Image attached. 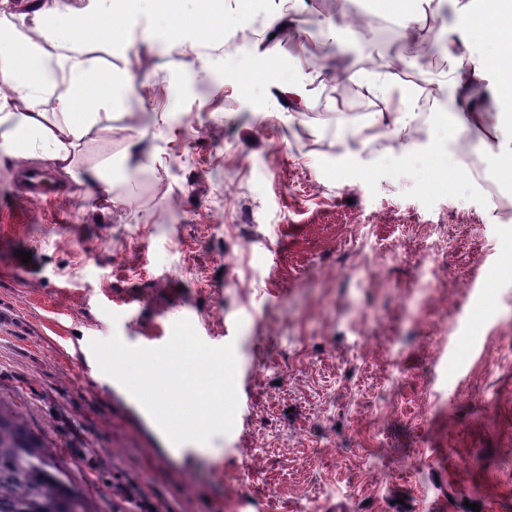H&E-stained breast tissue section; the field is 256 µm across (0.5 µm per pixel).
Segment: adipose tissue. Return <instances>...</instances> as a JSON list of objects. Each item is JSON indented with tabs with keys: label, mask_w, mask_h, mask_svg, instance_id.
Masks as SVG:
<instances>
[{
	"label": "adipose tissue",
	"mask_w": 512,
	"mask_h": 512,
	"mask_svg": "<svg viewBox=\"0 0 512 512\" xmlns=\"http://www.w3.org/2000/svg\"><path fill=\"white\" fill-rule=\"evenodd\" d=\"M132 0H87L79 9L62 13L60 20H35L36 38L21 32L16 23L0 21V82L9 92L0 94V158H23L52 171L70 174L72 153L85 135L110 118L114 103V78L102 71L86 44L62 36L61 24L79 29L93 18L110 15L100 35L112 45L131 46L134 31L126 22ZM480 29L499 45L491 58L465 56L468 34ZM446 68L438 86L449 98V125L454 136L468 135L479 127L474 100L479 80L491 76L490 93L501 105L502 122H512V0H491L490 7L459 9L444 46ZM51 91L55 112L34 111L42 91ZM416 114L408 95L395 107L370 113L367 123L353 133L348 155L378 135L400 140L410 137Z\"/></svg>",
	"instance_id": "obj_1"
}]
</instances>
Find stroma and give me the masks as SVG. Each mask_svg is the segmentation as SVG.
<instances>
[{"mask_svg": "<svg viewBox=\"0 0 512 512\" xmlns=\"http://www.w3.org/2000/svg\"><path fill=\"white\" fill-rule=\"evenodd\" d=\"M307 2L264 73L248 39L197 69L170 46L168 14L138 0L151 44L136 89L82 139L74 178L49 176L35 201L17 188L28 161L0 165V396L91 512L146 498L167 512H512V216L470 192L441 55L413 75L430 99L413 151L382 136L346 156L367 115L336 106L322 23L359 30L342 59L358 87L383 19L369 0ZM178 14L205 47L245 28L233 0H179ZM301 54L315 62L303 74ZM300 74L306 104L284 102L277 86ZM138 128L158 162L94 194L85 174ZM437 240V286L408 316L415 259ZM181 319L233 344L245 399L209 456L175 447L90 348L159 347ZM485 361L502 368L481 375Z\"/></svg>", "mask_w": 512, "mask_h": 512, "instance_id": "1", "label": "stroma"}]
</instances>
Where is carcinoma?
Listing matches in <instances>:
<instances>
[{
  "label": "carcinoma",
  "mask_w": 512,
  "mask_h": 512,
  "mask_svg": "<svg viewBox=\"0 0 512 512\" xmlns=\"http://www.w3.org/2000/svg\"><path fill=\"white\" fill-rule=\"evenodd\" d=\"M54 456L23 413L0 398V512H60L72 485Z\"/></svg>",
  "instance_id": "obj_1"
}]
</instances>
